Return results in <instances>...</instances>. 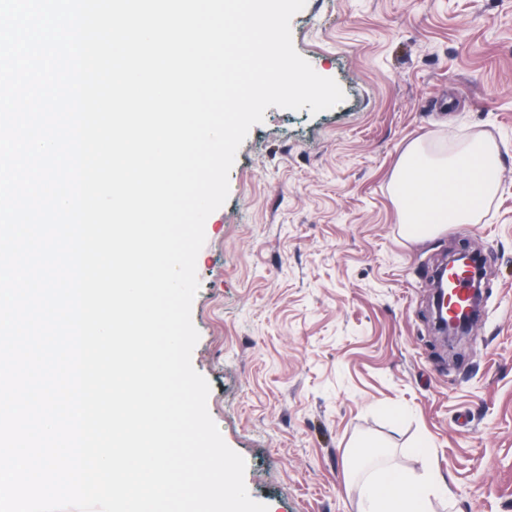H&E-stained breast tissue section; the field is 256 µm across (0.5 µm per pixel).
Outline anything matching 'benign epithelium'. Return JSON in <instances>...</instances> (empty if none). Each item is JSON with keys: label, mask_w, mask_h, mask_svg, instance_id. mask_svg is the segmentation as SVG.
Segmentation results:
<instances>
[{"label": "benign epithelium", "mask_w": 512, "mask_h": 512, "mask_svg": "<svg viewBox=\"0 0 512 512\" xmlns=\"http://www.w3.org/2000/svg\"><path fill=\"white\" fill-rule=\"evenodd\" d=\"M458 263L465 265L468 304L460 309H448L450 295L443 287L446 270ZM484 278L481 255L469 250H459L448 255V262L441 266L434 278L433 305L435 313L434 329L448 344L452 345L469 335L481 317L483 306L482 280Z\"/></svg>", "instance_id": "benign-epithelium-1"}]
</instances>
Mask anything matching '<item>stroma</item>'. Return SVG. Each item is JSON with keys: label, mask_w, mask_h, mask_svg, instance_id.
Wrapping results in <instances>:
<instances>
[{"label": "stroma", "mask_w": 512, "mask_h": 512, "mask_svg": "<svg viewBox=\"0 0 512 512\" xmlns=\"http://www.w3.org/2000/svg\"><path fill=\"white\" fill-rule=\"evenodd\" d=\"M291 35L345 98L269 107L205 222L191 360L209 414L269 512H361L384 470L436 481L430 512H512V0H306ZM477 137L500 184L480 222L403 238V151ZM467 246L488 290L451 348L431 276Z\"/></svg>", "instance_id": "stroma-1"}]
</instances>
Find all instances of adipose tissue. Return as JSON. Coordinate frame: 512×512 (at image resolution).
<instances>
[{
  "mask_svg": "<svg viewBox=\"0 0 512 512\" xmlns=\"http://www.w3.org/2000/svg\"><path fill=\"white\" fill-rule=\"evenodd\" d=\"M495 155L493 143L482 139L468 144L459 158L433 155L422 144H410L392 177L404 236L422 240L452 224L476 223L497 189L495 179L486 174ZM406 486L417 487L413 498L400 495ZM432 487L410 472L379 475L368 490L364 512H428Z\"/></svg>",
  "mask_w": 512,
  "mask_h": 512,
  "instance_id": "adipose-tissue-1",
  "label": "adipose tissue"
}]
</instances>
